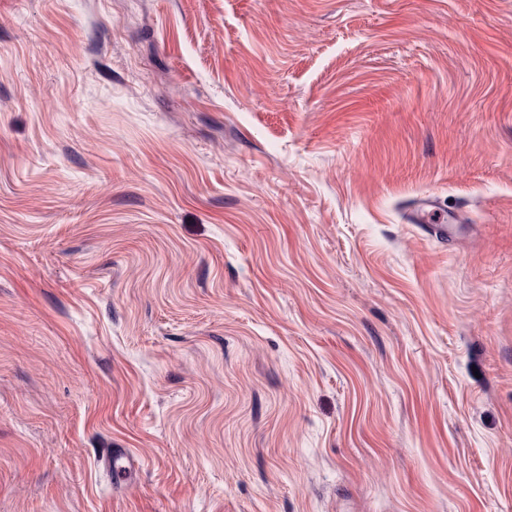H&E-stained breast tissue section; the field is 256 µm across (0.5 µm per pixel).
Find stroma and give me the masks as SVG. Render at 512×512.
Instances as JSON below:
<instances>
[{
  "label": "stroma",
  "mask_w": 512,
  "mask_h": 512,
  "mask_svg": "<svg viewBox=\"0 0 512 512\" xmlns=\"http://www.w3.org/2000/svg\"><path fill=\"white\" fill-rule=\"evenodd\" d=\"M0 512H512V0H0Z\"/></svg>",
  "instance_id": "stroma-1"
}]
</instances>
